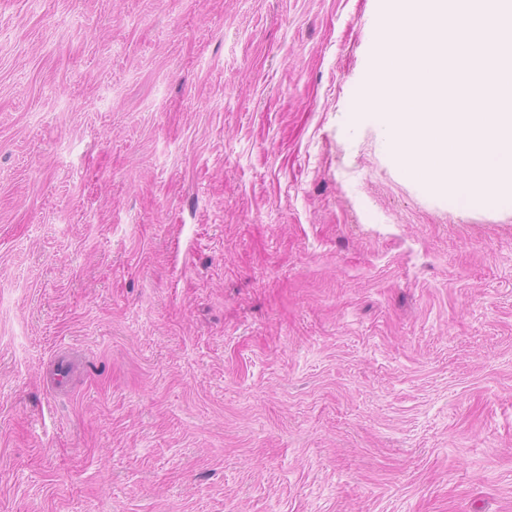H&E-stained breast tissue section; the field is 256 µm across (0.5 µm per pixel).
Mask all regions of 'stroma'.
Instances as JSON below:
<instances>
[{
	"mask_svg": "<svg viewBox=\"0 0 512 512\" xmlns=\"http://www.w3.org/2000/svg\"><path fill=\"white\" fill-rule=\"evenodd\" d=\"M384 15L0 0V512H512V202L353 121Z\"/></svg>",
	"mask_w": 512,
	"mask_h": 512,
	"instance_id": "obj_1",
	"label": "stroma"
}]
</instances>
